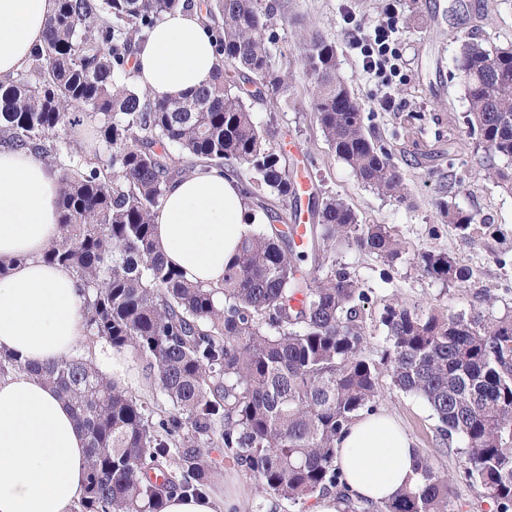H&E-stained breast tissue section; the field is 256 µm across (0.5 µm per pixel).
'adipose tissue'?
<instances>
[{
  "instance_id": "adipose-tissue-1",
  "label": "adipose tissue",
  "mask_w": 512,
  "mask_h": 512,
  "mask_svg": "<svg viewBox=\"0 0 512 512\" xmlns=\"http://www.w3.org/2000/svg\"><path fill=\"white\" fill-rule=\"evenodd\" d=\"M55 0H0V77L20 70L42 42ZM219 64L197 10L165 14L132 65L136 89L171 99L209 85ZM59 174L34 152L0 147V352L46 365L73 357L86 336L83 284L42 256L58 238ZM261 214L236 178L195 170L174 182L154 216L167 264L217 286ZM92 359L117 387L140 385L126 351L96 347ZM352 499L377 505L413 480L414 441L389 414L356 417L335 443ZM87 440L57 392L24 370L0 377V512H74L86 491ZM223 480L195 495L174 494L164 512H235Z\"/></svg>"
}]
</instances>
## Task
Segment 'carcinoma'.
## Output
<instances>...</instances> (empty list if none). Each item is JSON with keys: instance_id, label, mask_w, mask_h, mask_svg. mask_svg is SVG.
<instances>
[{"instance_id": "1", "label": "carcinoma", "mask_w": 512, "mask_h": 512, "mask_svg": "<svg viewBox=\"0 0 512 512\" xmlns=\"http://www.w3.org/2000/svg\"><path fill=\"white\" fill-rule=\"evenodd\" d=\"M180 7L205 9L220 59L211 84L154 100L117 81L130 76L138 42ZM271 19L257 0H56L43 43L16 76L0 80V141L61 170L60 237L44 259L79 274L88 335L134 352L170 410L151 409L82 358L24 366L0 355V373L23 368L44 379L85 432L79 512H163L166 494H201L223 463L293 505L337 489L348 512H454L453 479L419 453L416 483L373 511L342 489L334 442L360 412L376 409L382 366L395 387L429 404L443 437L464 439L462 477L509 512L512 314L393 301L382 316L388 348L377 362L366 357V293L336 264V248L353 245L392 263L401 245L386 225L358 223L333 195L313 205L314 266L306 272L298 262L307 255L293 256L273 224L243 239L218 287L187 280L157 250L154 212L169 185L198 167L254 172L280 198L296 195L289 165L267 147L246 102H274L284 91L265 38ZM300 49L312 112L336 157L364 186L406 199L399 167L368 134L339 75L336 46L313 32ZM456 63L486 176L512 191V170L495 165L512 161V47L489 49L468 33ZM84 118L111 151L105 167L54 141L57 129ZM441 213L463 232L478 223L448 202ZM415 264L442 282L472 277L441 251L419 253Z\"/></svg>"}]
</instances>
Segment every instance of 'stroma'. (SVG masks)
<instances>
[{
	"instance_id": "stroma-1",
	"label": "stroma",
	"mask_w": 512,
	"mask_h": 512,
	"mask_svg": "<svg viewBox=\"0 0 512 512\" xmlns=\"http://www.w3.org/2000/svg\"><path fill=\"white\" fill-rule=\"evenodd\" d=\"M273 6L271 45L275 66L288 78L278 102L251 104L254 122L276 153L294 161L301 148L314 194L342 198L360 223L387 225L401 241L403 253L393 265L349 247L337 253L360 282L367 300L365 352L379 359L387 346L381 314L387 302L408 306L436 305L458 312L494 298L492 312L512 310V194L484 176L485 152L471 138L463 121L469 105L455 70L461 37L475 34L489 47L512 46V0H402V12L417 9L415 23L398 21L395 48L400 75L392 95L395 106L382 111L377 81L367 74L352 43L357 25L369 26L383 14L385 0H261ZM323 33L336 46L340 74L363 105L367 130L384 144L403 173L407 200L376 194L364 187L350 167L326 142L310 104V81L300 61L299 43L309 31ZM413 123H406V116ZM444 202L477 215L479 222L464 234L440 214ZM427 250L447 252L474 271L463 284L425 277L414 264ZM378 408L397 419L417 450L439 471L456 473L459 439L442 441L439 422L419 396L395 388L388 372L379 375ZM221 475L235 478L242 512H313L316 501L292 507L273 495L259 494L245 472L226 465Z\"/></svg>"
}]
</instances>
